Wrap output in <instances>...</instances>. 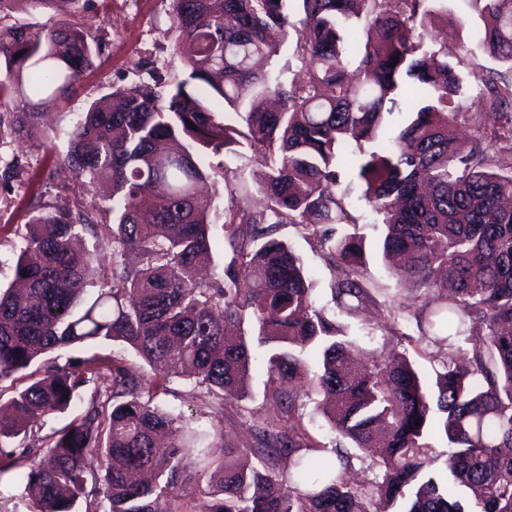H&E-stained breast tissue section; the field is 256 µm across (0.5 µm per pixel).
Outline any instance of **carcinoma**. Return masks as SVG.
Here are the masks:
<instances>
[{
  "label": "carcinoma",
  "mask_w": 512,
  "mask_h": 512,
  "mask_svg": "<svg viewBox=\"0 0 512 512\" xmlns=\"http://www.w3.org/2000/svg\"><path fill=\"white\" fill-rule=\"evenodd\" d=\"M53 2L0 0L1 147L39 133L44 108L68 101L102 51L71 24L11 22ZM170 2L184 78L114 85L92 101L66 131L56 170L62 191L81 192L64 209L36 199L27 210L14 267L22 288H0V383L23 382L0 402V475L25 483L29 512H77L81 501L84 512H378L379 500L400 512H512V0H471L493 65L464 112L462 78L430 37L443 0H299L298 28L290 0ZM291 27L308 69L288 82L257 62L279 55L269 32ZM396 111L408 119L388 134ZM353 145L350 177L382 217L383 253L400 258L396 275L421 281L409 306L369 287L359 217L341 185ZM242 148L256 163V208L238 205L231 186L247 184L229 167ZM214 169L229 192L222 209L197 190ZM97 188L107 190L102 207L84 199ZM218 222L233 256L204 280ZM288 224L343 268L338 303H372L390 335L420 354L442 349L433 384L404 353L363 369L350 362L336 313L316 305L301 258L279 239ZM79 238L93 249H75ZM106 244L140 263L112 261L84 299L77 285ZM411 319L416 340L401 331ZM477 324L486 333L473 342ZM89 340L122 344L160 370L146 379L114 355L50 357ZM254 346L282 419L259 428L248 471L210 460L209 432L155 398L179 375L224 400L244 396ZM308 371L336 434L332 460L281 388ZM77 402L62 427L33 429ZM435 436L447 442L442 470ZM345 440L370 453L373 477L346 478L356 455ZM90 456L105 461V509L87 492ZM192 476L207 479L198 510L178 495Z\"/></svg>",
  "instance_id": "obj_1"
}]
</instances>
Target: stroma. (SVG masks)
<instances>
[{
  "label": "stroma",
  "mask_w": 512,
  "mask_h": 512,
  "mask_svg": "<svg viewBox=\"0 0 512 512\" xmlns=\"http://www.w3.org/2000/svg\"><path fill=\"white\" fill-rule=\"evenodd\" d=\"M445 6L448 24L438 29L436 36L444 43L449 60H456L467 48L479 51V21L469 0H445ZM14 19L19 23L70 22L84 28L89 43L101 44L102 53L95 68L83 74L77 94L67 104L45 114V126L58 130V138L48 144L36 137H25L0 148V158H14L19 163L16 180L9 186H0V225L9 227L8 232L0 234V283L4 285L14 276L19 246L14 229L24 224L30 198L42 196L58 208L68 207L71 202L69 195L58 192L50 177L67 148V140L61 132L68 128L71 113L85 111L91 101L110 92L119 79L135 84L149 81L154 75L173 79L183 73V66L173 53L170 0H82V7L77 11L63 0L57 8L38 15L18 13ZM349 196L361 217L357 231L363 236L367 249L375 253L370 263L375 296L380 300L410 304L419 291L418 286L398 278L376 253L383 233L380 218L361 199L358 185H351ZM279 236L303 259L316 284L317 306L335 312L347 338L354 341L362 353L391 350L407 353L415 356L422 376L433 378V359L416 356L413 346L391 336L374 307L352 312L336 307L331 291L333 274L322 258L316 238L303 235L293 225L281 227ZM263 357V350H255L249 393L241 401L218 402L208 396L204 387L183 378L172 379L167 394L160 396L159 401L172 412L190 418L195 427L209 430L217 425L223 428V436L210 441L213 457L223 458L225 449L230 448L236 462L254 464L255 458L250 452L255 441L253 421L274 425L280 417L278 407L264 398L267 375Z\"/></svg>",
  "instance_id": "1"
}]
</instances>
